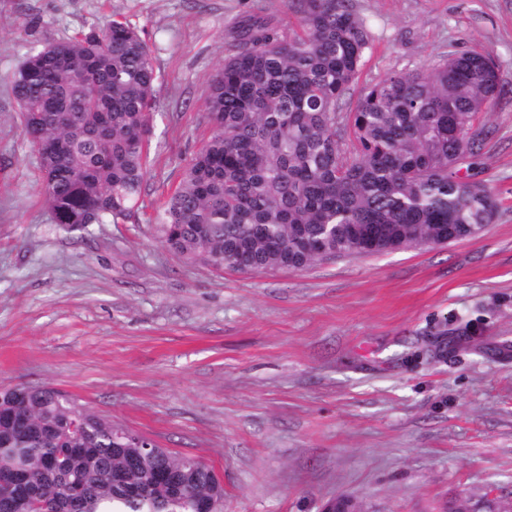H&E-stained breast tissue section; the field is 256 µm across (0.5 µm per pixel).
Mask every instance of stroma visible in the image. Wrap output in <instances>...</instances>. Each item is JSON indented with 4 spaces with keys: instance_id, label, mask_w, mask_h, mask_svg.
<instances>
[{
    "instance_id": "35a3bbf8",
    "label": "stroma",
    "mask_w": 512,
    "mask_h": 512,
    "mask_svg": "<svg viewBox=\"0 0 512 512\" xmlns=\"http://www.w3.org/2000/svg\"><path fill=\"white\" fill-rule=\"evenodd\" d=\"M372 46L350 102L441 55L490 53L477 125L498 203L473 238L302 271L217 272L160 242L156 201L208 139L241 17L283 0H0V389L52 386L224 481V512H444L512 503V0H355ZM136 27L157 73L147 191L118 224L51 221L10 78L33 46Z\"/></svg>"
}]
</instances>
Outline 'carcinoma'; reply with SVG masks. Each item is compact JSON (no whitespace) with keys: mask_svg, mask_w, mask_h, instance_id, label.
<instances>
[{"mask_svg":"<svg viewBox=\"0 0 512 512\" xmlns=\"http://www.w3.org/2000/svg\"><path fill=\"white\" fill-rule=\"evenodd\" d=\"M287 32L253 14L212 79L210 137L158 206L175 256L222 271L303 270L475 237L497 214L473 174L502 92L494 59L448 52L344 110L371 37L354 0H286ZM157 74L126 22L26 54L10 88L55 224L128 219L147 186ZM53 387L0 391V512H223L212 468L156 448Z\"/></svg>","mask_w":512,"mask_h":512,"instance_id":"1","label":"carcinoma"}]
</instances>
